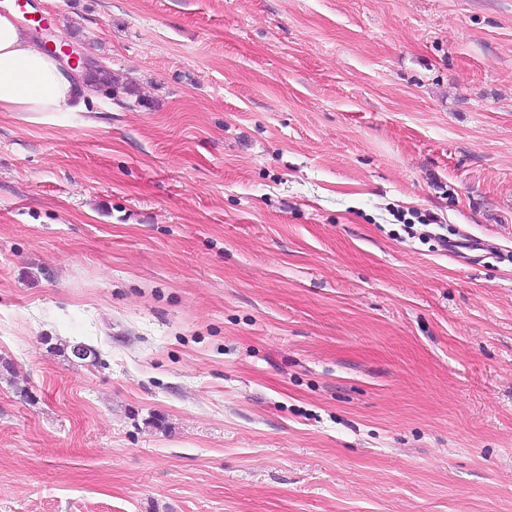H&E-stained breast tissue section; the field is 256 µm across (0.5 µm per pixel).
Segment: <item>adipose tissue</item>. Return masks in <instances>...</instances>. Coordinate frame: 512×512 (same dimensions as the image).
I'll return each mask as SVG.
<instances>
[{
	"instance_id": "1",
	"label": "adipose tissue",
	"mask_w": 512,
	"mask_h": 512,
	"mask_svg": "<svg viewBox=\"0 0 512 512\" xmlns=\"http://www.w3.org/2000/svg\"><path fill=\"white\" fill-rule=\"evenodd\" d=\"M79 89L58 60L37 48L14 10L0 12V112H59Z\"/></svg>"
}]
</instances>
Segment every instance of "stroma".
<instances>
[{
	"label": "stroma",
	"instance_id": "stroma-1",
	"mask_svg": "<svg viewBox=\"0 0 512 512\" xmlns=\"http://www.w3.org/2000/svg\"><path fill=\"white\" fill-rule=\"evenodd\" d=\"M32 6L0 512H512V0ZM44 27L48 35V39L44 40V47L55 56L66 59L67 64L72 70L99 74L105 71L102 65L86 58L76 47L56 35L47 23H45Z\"/></svg>",
	"mask_w": 512,
	"mask_h": 512
}]
</instances>
